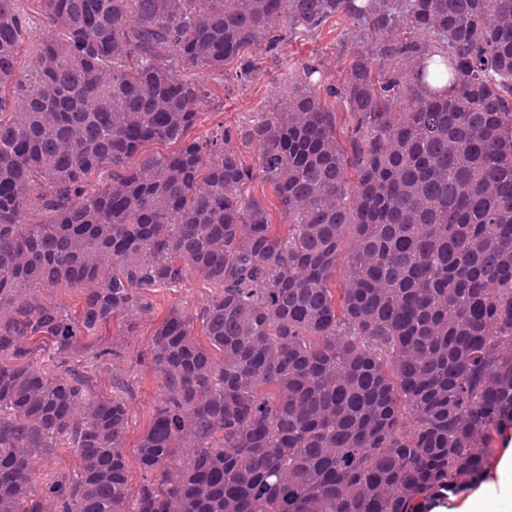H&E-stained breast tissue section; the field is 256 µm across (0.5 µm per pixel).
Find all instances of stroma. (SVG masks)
I'll return each mask as SVG.
<instances>
[{
    "mask_svg": "<svg viewBox=\"0 0 512 512\" xmlns=\"http://www.w3.org/2000/svg\"><path fill=\"white\" fill-rule=\"evenodd\" d=\"M357 28L356 21L339 15L313 30L301 27L289 31L276 57L266 58L260 63L252 82L245 85L233 82L218 72L201 74L200 79L208 84L212 96L190 130V137L207 136L220 126L238 131L251 125L265 112L271 111L277 91L292 81L294 70L301 63L319 65L324 85L340 83L350 59L348 34ZM207 297L208 291L203 284L196 277H187L178 287L162 288L148 294L151 309L141 318L133 335H124L121 322L116 321L99 328L90 337V344L109 341L123 352L117 365L127 376L135 395L129 406L124 442L126 453L134 452L147 429L158 394V379L145 357L156 322L170 307L192 311L202 307Z\"/></svg>",
    "mask_w": 512,
    "mask_h": 512,
    "instance_id": "1",
    "label": "stroma"
}]
</instances>
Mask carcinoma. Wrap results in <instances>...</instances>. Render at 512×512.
<instances>
[{"mask_svg": "<svg viewBox=\"0 0 512 512\" xmlns=\"http://www.w3.org/2000/svg\"><path fill=\"white\" fill-rule=\"evenodd\" d=\"M18 2L0 0V512H422L475 482L512 428V0H35L28 61ZM337 14L377 36L327 87L347 113L304 63L240 137L188 138L211 91L187 71L249 83L254 50ZM190 274L210 295L155 325L131 459L122 352L81 339L133 332ZM58 448L77 468L43 472ZM21 6L24 9L28 23L26 39L22 44V54L26 56V58L31 59L38 40L45 35V28L36 13V5L33 1L23 0Z\"/></svg>", "mask_w": 512, "mask_h": 512, "instance_id": "carcinoma-1", "label": "carcinoma"}]
</instances>
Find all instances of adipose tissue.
Masks as SVG:
<instances>
[{
	"instance_id": "1",
	"label": "adipose tissue",
	"mask_w": 512,
	"mask_h": 512,
	"mask_svg": "<svg viewBox=\"0 0 512 512\" xmlns=\"http://www.w3.org/2000/svg\"><path fill=\"white\" fill-rule=\"evenodd\" d=\"M431 512H512V435L503 437L482 480L464 495L433 503Z\"/></svg>"
}]
</instances>
